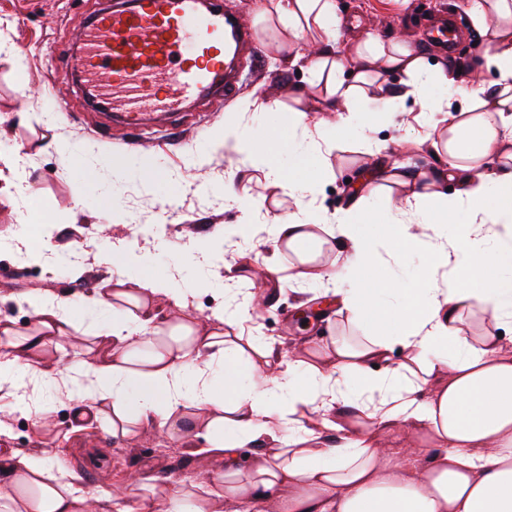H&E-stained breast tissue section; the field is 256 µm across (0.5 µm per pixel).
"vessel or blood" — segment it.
Instances as JSON below:
<instances>
[{"label": "vessel or blood", "mask_w": 512, "mask_h": 512, "mask_svg": "<svg viewBox=\"0 0 512 512\" xmlns=\"http://www.w3.org/2000/svg\"><path fill=\"white\" fill-rule=\"evenodd\" d=\"M458 33L442 12L428 36L451 47ZM78 42L87 92L138 130L188 101L233 97L241 86L235 60L254 37L222 0H129L96 13Z\"/></svg>", "instance_id": "obj_1"}]
</instances>
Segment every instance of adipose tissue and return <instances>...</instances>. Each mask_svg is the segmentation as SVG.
I'll list each match as a JSON object with an SVG mask.
<instances>
[{"mask_svg": "<svg viewBox=\"0 0 512 512\" xmlns=\"http://www.w3.org/2000/svg\"><path fill=\"white\" fill-rule=\"evenodd\" d=\"M474 26L489 39L483 69L491 88H471L455 67L429 64L407 44L372 34L338 51L336 0H259L264 30L308 33L314 78H326L318 127L308 132L297 90L288 136L276 124L280 102L265 94L256 105L261 128L224 131L225 150L260 164L266 180L304 200L315 195L324 150L357 136L379 113L416 104L431 113L428 134L443 144L430 173L394 164L396 184L408 186L400 205L378 213L376 187L355 198L334 222L321 214L274 217L273 260L293 255L302 278L316 284L325 258L347 270L353 289L336 297L349 321L367 316L376 333L353 342L333 336L306 354L279 356L273 343L246 334L259 308L256 296L227 302L207 315V328L189 311L199 287L213 286L224 261L223 242L251 231L259 207L233 197L241 213L223 233L190 238L180 262L185 277L160 271L147 255L103 239L101 259L113 286L72 298L61 291L14 296L34 325L20 332L0 320V391L12 409L43 425L45 408L29 390L64 397L75 417L104 419L113 434L132 427H168L170 435L204 440L196 454L224 464V499L240 507L264 503L273 512H512V336H465L460 325L476 313L512 325V0H468ZM404 75L371 99L372 76ZM440 83L459 90L458 106L428 98ZM376 113H369V103ZM452 183L454 196L439 192ZM466 210L468 224L448 232L449 211ZM398 242L394 260L423 247V275L392 287L377 270L372 226ZM457 276L448 290L434 274ZM83 335L98 352L68 362L64 340ZM404 355L391 361L394 348ZM55 352L54 365L44 356ZM405 426L420 445L395 450L375 428ZM200 471L189 489L143 483L84 487L55 451L0 454V512H211Z\"/></svg>", "mask_w": 512, "mask_h": 512, "instance_id": "obj_1", "label": "adipose tissue"}]
</instances>
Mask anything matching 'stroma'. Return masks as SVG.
<instances>
[{
	"mask_svg": "<svg viewBox=\"0 0 512 512\" xmlns=\"http://www.w3.org/2000/svg\"><path fill=\"white\" fill-rule=\"evenodd\" d=\"M459 0H336L342 18L339 40L354 29L370 30L382 41L401 40L421 52L429 63H451L470 68L480 63L488 38L473 27L458 10ZM108 0H0V40L8 49L0 52V154L20 155L30 173L31 193L23 198L0 197V235L10 236L24 216H44L52 221L49 235H36L34 245L49 244L73 250L83 260L87 273L68 283L63 273L50 271L43 263L20 259L0 248V293L20 294L32 288L90 291L106 287L112 278L109 266L97 258L101 236L115 244L131 245L155 253L159 262H169L188 242L190 235H207L239 221V213L225 198L226 192L248 193L263 199L273 212L289 216L298 206L279 187L267 183L257 171L239 169L233 153L216 146L203 158H195L197 145L223 121L248 124L250 104L267 88H274L283 104L297 86H310L304 106L309 121H316L323 86H311L312 75L305 63L290 64L289 58L302 45V38L285 32L257 33L262 53L260 74L245 72L240 92L227 100L200 109L184 118L174 136L144 129L128 131L106 126L103 118L90 113L79 87L46 80L61 60L77 63L76 34L91 16L107 7ZM441 8L455 11L462 22L464 38L454 54L424 47L431 16ZM425 130L409 113L383 115L366 130L364 138L342 140L328 157L324 177L314 197V208L326 216L346 209L355 194L354 179L366 164H373L374 183H389V159L410 163L426 171L436 163L434 149L424 143ZM380 145L378 157L365 152L367 143ZM116 153L139 159L151 157L163 176L179 192L176 206H169L152 189L137 181H126L112 171ZM94 175V189L83 200H75V156ZM223 184L215 193L198 192L201 181ZM274 248L269 230L226 243L225 265L216 272L225 290H200L192 310L205 316L223 303L226 295L250 287L265 296L266 305L255 325L257 334L274 342L281 351L320 341L330 335L362 336L369 322L350 323L340 314L331 288L346 287L344 274L327 281L325 290L309 292L292 259L281 258L266 279L247 285L255 265L264 263ZM51 422L36 428L32 420L14 415L10 436L0 437V449L31 451L55 448L59 462L79 472L85 486L124 485L132 472L187 485L193 480L198 458L186 442L173 439L159 426L138 427L125 437H112L106 424L82 423L72 418L62 398L49 404Z\"/></svg>",
	"mask_w": 512,
	"mask_h": 512,
	"instance_id": "stroma-1",
	"label": "stroma"
}]
</instances>
